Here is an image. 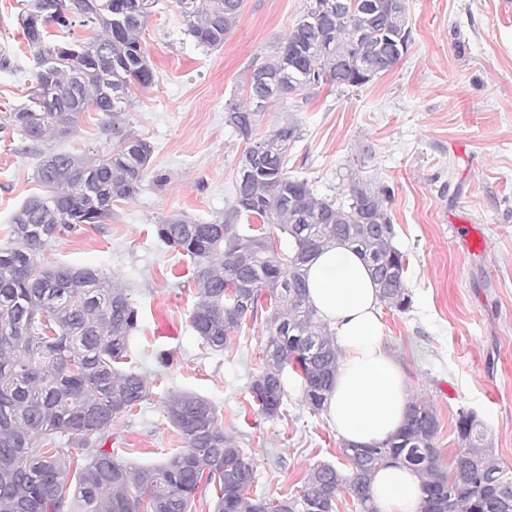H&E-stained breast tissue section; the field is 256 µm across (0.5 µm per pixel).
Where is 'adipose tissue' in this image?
I'll return each mask as SVG.
<instances>
[{
  "instance_id": "ef3b65f1",
  "label": "adipose tissue",
  "mask_w": 512,
  "mask_h": 512,
  "mask_svg": "<svg viewBox=\"0 0 512 512\" xmlns=\"http://www.w3.org/2000/svg\"><path fill=\"white\" fill-rule=\"evenodd\" d=\"M308 298L340 352L323 403L329 425L350 444L386 443L405 420L410 392L400 360L383 339L378 290L366 264L340 243L321 250L309 266ZM371 494L378 512H419L421 478L389 465L374 473Z\"/></svg>"
}]
</instances>
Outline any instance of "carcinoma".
Returning <instances> with one entry per match:
<instances>
[{
    "instance_id": "cac0c4a2",
    "label": "carcinoma",
    "mask_w": 512,
    "mask_h": 512,
    "mask_svg": "<svg viewBox=\"0 0 512 512\" xmlns=\"http://www.w3.org/2000/svg\"><path fill=\"white\" fill-rule=\"evenodd\" d=\"M329 0H305L282 40L259 68L276 82L267 105L290 96L306 100L325 86L362 87L393 69L411 44L406 0H363L336 12ZM243 0H175L197 45L224 44ZM154 0H21L18 24L34 52L27 99L0 118V134L19 133L31 143L65 136L79 115L103 112L116 127L125 120L131 84L146 87L154 71L141 33ZM80 20L97 31L68 44L48 28ZM268 92L247 84V103L227 104L226 122L254 156L250 174L235 178L224 213L205 222L172 215L156 225L158 238L194 264L197 300L191 326L215 351L229 347L259 301L274 306L264 366L251 384L267 417L284 404V371L301 379L314 412L323 408L338 362L333 337L309 303L308 264L331 243H344L369 265L390 309L409 310L406 254L394 245L387 192L358 181L348 203L318 195L288 171L289 146L300 128L283 119L258 137ZM154 146L126 135L96 156L52 152L36 166L46 191L27 198L11 218L10 240L0 245V512H190L201 485L216 491L213 512H333L341 488L360 512H378L370 493L375 471L388 463L416 470L430 512H512V470L490 459L487 430L471 410L456 421L459 441L448 464L435 447L439 420L421 396L411 399L403 426L387 443H342L348 471L314 465L301 494L277 501L251 498L254 458L237 448L218 425L214 405L197 395L172 396L168 419L185 448L156 466L134 470L104 448L112 423L147 397V380L126 371L138 311L128 289L84 266L38 265L58 235L78 224H101L112 203L142 190ZM288 236L291 251L278 253L270 227ZM65 438L59 446L57 437Z\"/></svg>"
}]
</instances>
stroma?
<instances>
[{
    "label": "stroma",
    "instance_id": "35a3bbf8",
    "mask_svg": "<svg viewBox=\"0 0 512 512\" xmlns=\"http://www.w3.org/2000/svg\"><path fill=\"white\" fill-rule=\"evenodd\" d=\"M303 4L243 0L223 46L207 50L174 0H156L142 31L156 78L130 87L122 126L154 147L143 189L38 257L44 266L99 269L128 288L138 310L126 367L146 376L149 395L114 422L113 456L137 468L176 453L183 442L165 403L193 393L215 405L225 433L254 458L251 495L274 500L299 495L314 464H337L340 439L324 413L308 408L292 371L280 415L259 411L250 385L263 368L271 308L246 319L230 349L205 347L190 326L193 267L155 226L175 214L207 222L223 213L245 149L225 104L245 99L252 62L287 34ZM19 11L20 0H0V49L20 66L0 72V117L23 101L34 69ZM407 16L412 45L393 70L359 88L323 86L302 105L292 97L274 104L260 130L294 118L301 136L288 168L318 195L345 202L354 178L389 189L412 304L382 309L384 339L411 394L434 405L442 455L456 448L457 414L468 409L484 423L495 462L512 467V0H407ZM105 120L86 111L69 137L0 140L1 244L14 212L41 190L40 155L117 144L118 135L100 131ZM162 352L169 365L157 363Z\"/></svg>",
    "mask_w": 512,
    "mask_h": 512
}]
</instances>
